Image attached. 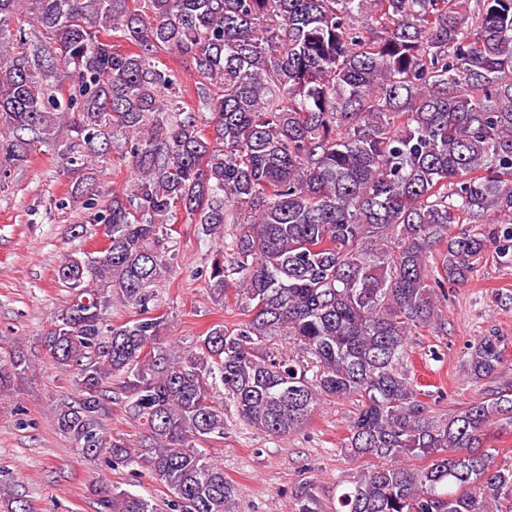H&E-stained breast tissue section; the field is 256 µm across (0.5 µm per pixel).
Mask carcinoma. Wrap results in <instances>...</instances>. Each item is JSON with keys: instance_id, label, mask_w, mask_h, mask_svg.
I'll use <instances>...</instances> for the list:
<instances>
[{"instance_id": "cac0c4a2", "label": "carcinoma", "mask_w": 512, "mask_h": 512, "mask_svg": "<svg viewBox=\"0 0 512 512\" xmlns=\"http://www.w3.org/2000/svg\"><path fill=\"white\" fill-rule=\"evenodd\" d=\"M24 2L40 35L20 28L0 42V183L36 144L83 141L84 155L59 151L69 200L94 211L70 234L102 226L109 238L62 259L56 279L75 298L44 336L74 377L78 398L55 423L82 457L146 462L177 512H233L234 485L196 447L224 435L216 394L274 436L353 398L341 448L375 463L336 512H493L512 500V468L486 445L491 427L512 431V384L438 419L399 370L445 288L491 254L512 265V0H0V32ZM100 28L136 50L118 51ZM167 53L217 88L204 100L210 131L180 104ZM117 134L136 178L100 207L97 146ZM180 214L224 241L208 292L222 302L236 285L247 316L182 350L161 341L150 308ZM226 224L240 226L228 242ZM114 300L140 318L104 328ZM282 333L315 360V378L284 351H257ZM504 350L498 336L479 340L470 377L497 379ZM28 369L20 350L0 358V393ZM118 375L134 439L101 422ZM98 503L157 512L103 484ZM0 508L30 512L11 489ZM293 512H319L309 486Z\"/></svg>"}]
</instances>
